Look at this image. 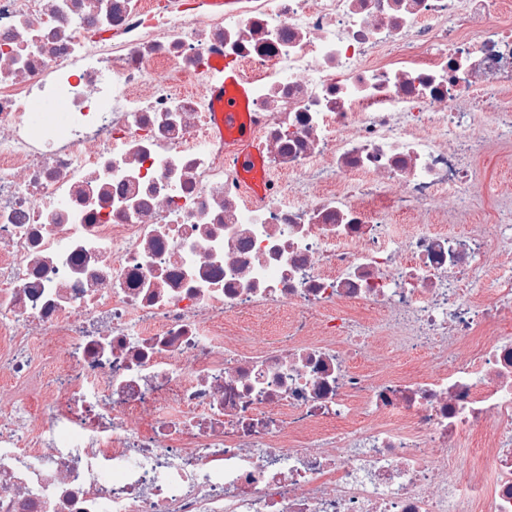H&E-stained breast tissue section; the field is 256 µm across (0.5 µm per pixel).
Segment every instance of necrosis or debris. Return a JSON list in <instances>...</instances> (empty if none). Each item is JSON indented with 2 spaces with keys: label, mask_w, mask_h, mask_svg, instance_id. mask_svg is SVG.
Returning a JSON list of instances; mask_svg holds the SVG:
<instances>
[{
  "label": "necrosis or debris",
  "mask_w": 512,
  "mask_h": 512,
  "mask_svg": "<svg viewBox=\"0 0 512 512\" xmlns=\"http://www.w3.org/2000/svg\"><path fill=\"white\" fill-rule=\"evenodd\" d=\"M510 145L504 0H0V512H512ZM214 67L221 75L212 91L217 93L225 90L224 127L236 131L233 140H224V153L232 160L236 170H244L261 153V144L254 132L250 127L243 126L241 121L238 93L244 90L245 78L240 70L224 68L223 61L214 63ZM476 176L484 185L483 194L476 201V212L472 219L456 223L459 230L464 231L470 228V224H484L483 213L487 210H495L498 214L499 224H512V211L505 204L496 201L497 190L501 184L512 183V164L506 167L498 161L496 156L485 157L480 167L477 168Z\"/></svg>",
  "instance_id": "obj_1"
}]
</instances>
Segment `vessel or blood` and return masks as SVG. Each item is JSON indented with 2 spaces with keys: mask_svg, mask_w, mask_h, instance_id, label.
Masks as SVG:
<instances>
[{
  "mask_svg": "<svg viewBox=\"0 0 512 512\" xmlns=\"http://www.w3.org/2000/svg\"><path fill=\"white\" fill-rule=\"evenodd\" d=\"M220 72L219 80L213 85V92L224 95V125L234 129V139L225 141V153L232 160L236 169L248 168L261 153V144L250 127L241 121L239 92H242L245 78L240 70L225 68L223 63H216Z\"/></svg>",
  "mask_w": 512,
  "mask_h": 512,
  "instance_id": "vessel-or-blood-1",
  "label": "vessel or blood"
}]
</instances>
